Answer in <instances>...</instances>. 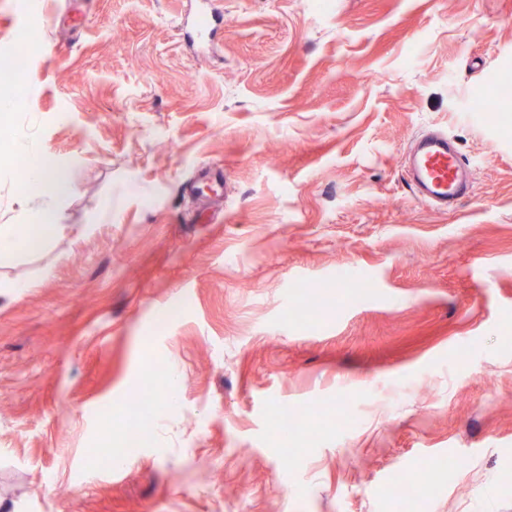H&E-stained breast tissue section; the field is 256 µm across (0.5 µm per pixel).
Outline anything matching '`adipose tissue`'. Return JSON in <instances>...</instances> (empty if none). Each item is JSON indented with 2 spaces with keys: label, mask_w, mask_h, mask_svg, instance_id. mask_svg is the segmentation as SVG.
<instances>
[{
  "label": "adipose tissue",
  "mask_w": 512,
  "mask_h": 512,
  "mask_svg": "<svg viewBox=\"0 0 512 512\" xmlns=\"http://www.w3.org/2000/svg\"><path fill=\"white\" fill-rule=\"evenodd\" d=\"M29 165L23 181L26 187L41 197L36 221L23 225L21 231H14L11 225L0 226V261L11 259L19 245L37 251L58 238L64 231L63 225L54 221L59 204L73 189L69 168L62 164L49 163L37 152H29Z\"/></svg>",
  "instance_id": "1"
}]
</instances>
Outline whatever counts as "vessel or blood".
<instances>
[{
	"label": "vessel or blood",
	"instance_id": "1",
	"mask_svg": "<svg viewBox=\"0 0 512 512\" xmlns=\"http://www.w3.org/2000/svg\"><path fill=\"white\" fill-rule=\"evenodd\" d=\"M220 16L214 6L195 13L192 26L199 39L211 34ZM403 177L421 201L439 210L462 202L474 188L472 170L459 144L443 131H427L413 138Z\"/></svg>",
	"mask_w": 512,
	"mask_h": 512
}]
</instances>
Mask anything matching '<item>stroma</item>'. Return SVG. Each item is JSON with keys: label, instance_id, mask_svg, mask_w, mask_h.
I'll return each instance as SVG.
<instances>
[{"label": "stroma", "instance_id": "1", "mask_svg": "<svg viewBox=\"0 0 512 512\" xmlns=\"http://www.w3.org/2000/svg\"><path fill=\"white\" fill-rule=\"evenodd\" d=\"M223 3L202 52L187 0H0V56L40 46L0 225L38 205L19 142L74 178L65 236L0 263V512H512V96L472 108L512 0ZM427 130L475 168L452 211L401 177ZM172 369L145 447L92 456Z\"/></svg>", "mask_w": 512, "mask_h": 512}]
</instances>
